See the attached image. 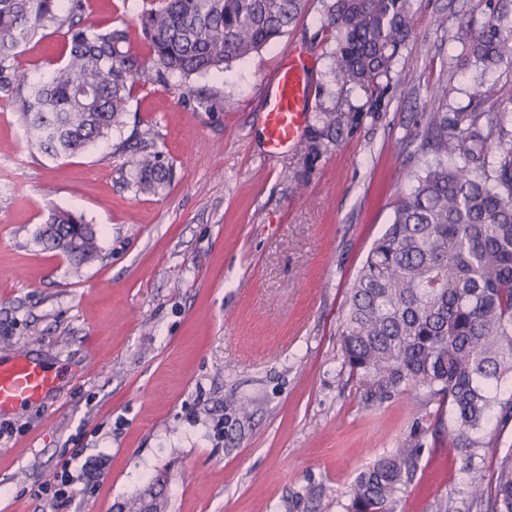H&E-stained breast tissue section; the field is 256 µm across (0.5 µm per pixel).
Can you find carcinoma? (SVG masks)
Listing matches in <instances>:
<instances>
[{
  "label": "carcinoma",
  "mask_w": 512,
  "mask_h": 512,
  "mask_svg": "<svg viewBox=\"0 0 512 512\" xmlns=\"http://www.w3.org/2000/svg\"><path fill=\"white\" fill-rule=\"evenodd\" d=\"M305 0H152L140 14L159 82L222 70L288 31ZM412 0H333L339 74L369 85L388 74L409 31ZM65 31L67 58L49 79L16 69L14 51L38 31ZM124 24L105 30L85 0H0V89L35 146L52 158L86 150L124 124L130 86L143 73ZM484 69L512 65V0H490L470 45ZM504 115L428 113L420 148L435 153L394 206L391 223L358 271L341 332L342 365L365 399L423 387L448 404L451 443L512 421V134ZM136 192L156 195L173 179L150 131L122 141ZM481 173L475 174L474 168ZM75 269L99 257L98 231L71 211H50L38 231ZM405 444L355 478L346 512H400L417 469ZM478 512H512V449L495 476L471 483Z\"/></svg>",
  "instance_id": "1"
}]
</instances>
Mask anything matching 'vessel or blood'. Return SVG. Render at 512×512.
<instances>
[{"label":"vessel or blood","mask_w":512,"mask_h":512,"mask_svg":"<svg viewBox=\"0 0 512 512\" xmlns=\"http://www.w3.org/2000/svg\"><path fill=\"white\" fill-rule=\"evenodd\" d=\"M264 111L269 152H278L301 136L310 116L305 64L291 59L279 67ZM56 385V375L29 356L0 358V412L20 410Z\"/></svg>","instance_id":"b4317fda"}]
</instances>
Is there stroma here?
<instances>
[{"mask_svg":"<svg viewBox=\"0 0 512 512\" xmlns=\"http://www.w3.org/2000/svg\"><path fill=\"white\" fill-rule=\"evenodd\" d=\"M100 27L125 24L142 62L143 0H86ZM486 0H413L410 34L376 88L334 75L335 29L321 0L230 68L137 79L122 130L54 159L34 147L0 91V353L61 375L37 403L0 414V512H128L145 489L167 512H345L357 473L406 441L420 447L403 512H473L469 484L491 480L484 433L452 446L447 408L424 388L365 402L342 366L340 333L357 272L396 202L432 159L427 114L468 102L512 113V66L482 74L464 49ZM40 31L14 64L34 77L65 58ZM311 74L310 119L293 146L266 151L264 101L288 56ZM342 119L324 129L320 112ZM152 129L174 178L136 193L118 144ZM84 215L99 258L73 272L36 234L49 208ZM57 508L43 493L74 452ZM471 470H464L465 457ZM78 467L81 469H89L90 472L94 471L93 465L88 461L82 462L78 454H74L64 461L60 467V471H57L54 476L53 499L56 502L68 503L71 500L73 493V475L71 470Z\"/></svg>","mask_w":512,"mask_h":512,"instance_id":"stroma-1","label":"stroma"}]
</instances>
